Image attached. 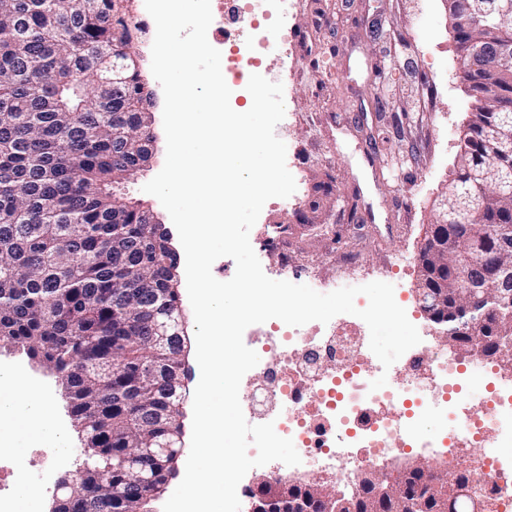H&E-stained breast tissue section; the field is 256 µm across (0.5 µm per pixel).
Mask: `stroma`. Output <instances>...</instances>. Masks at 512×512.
<instances>
[{"instance_id": "stroma-1", "label": "stroma", "mask_w": 512, "mask_h": 512, "mask_svg": "<svg viewBox=\"0 0 512 512\" xmlns=\"http://www.w3.org/2000/svg\"><path fill=\"white\" fill-rule=\"evenodd\" d=\"M291 2L281 24L240 25L247 46L284 26L295 35L289 50H265L258 72L283 85L286 112L275 133L297 188L265 203L250 243L265 274L284 263L319 281L325 293L387 282L423 317L417 257L474 109L460 78L448 0ZM154 113L155 155L126 191L167 225L168 212L143 190L165 162L162 107ZM269 224L287 225V235L265 241L261 229ZM0 363L35 382L69 433L61 452L49 438L1 424L0 439L10 447L0 460L36 469L52 464L59 479L81 468L83 438L57 374L3 343Z\"/></svg>"}]
</instances>
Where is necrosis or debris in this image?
Returning <instances> with one entry per match:
<instances>
[{
	"instance_id": "necrosis-or-debris-1",
	"label": "necrosis or debris",
	"mask_w": 512,
	"mask_h": 512,
	"mask_svg": "<svg viewBox=\"0 0 512 512\" xmlns=\"http://www.w3.org/2000/svg\"><path fill=\"white\" fill-rule=\"evenodd\" d=\"M288 0H211L216 18L207 37L223 44L224 33L255 11L281 14ZM369 328L357 317L339 318L315 331L277 319L249 326L246 346L260 361L240 386L251 419L273 423L291 439L301 462L274 461L270 475L294 479L314 474L357 486L358 473L421 448L459 457L476 448L472 486L488 497L490 512H512V381H490L485 369L450 355L430 339L383 368L369 348ZM386 376V386L370 383ZM453 419L434 430L433 417Z\"/></svg>"
}]
</instances>
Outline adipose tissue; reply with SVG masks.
Listing matches in <instances>:
<instances>
[{"label": "adipose tissue", "instance_id": "ef3b65f1", "mask_svg": "<svg viewBox=\"0 0 512 512\" xmlns=\"http://www.w3.org/2000/svg\"><path fill=\"white\" fill-rule=\"evenodd\" d=\"M0 418L11 422L22 433H46L57 447L69 444L67 433L57 424L54 407L25 378L5 366L0 367Z\"/></svg>", "mask_w": 512, "mask_h": 512}]
</instances>
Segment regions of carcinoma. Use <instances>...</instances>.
I'll return each mask as SVG.
<instances>
[{
    "mask_svg": "<svg viewBox=\"0 0 512 512\" xmlns=\"http://www.w3.org/2000/svg\"><path fill=\"white\" fill-rule=\"evenodd\" d=\"M131 0H0V336L41 359L61 378L85 434L86 467L62 481L54 512H144L129 487L140 477L165 485L183 452L184 335L164 345L146 339L138 310L172 322L180 296L177 255L168 229L146 223L145 206L119 192L149 159L156 136L138 109L147 99L127 50L140 28ZM499 0H448L463 11L498 14L512 39V13ZM463 79L477 102L459 145L438 223L454 219L463 195L477 201L472 220L453 225L483 250L487 228L512 229L508 196L512 152L501 131L512 123V60L474 70L479 33L454 28ZM125 65L112 82V64ZM484 348L497 350L512 330V309L490 314ZM456 355L471 337L449 336ZM469 479L439 478L434 465L395 469L345 497L305 480L281 496L264 486L268 512H475Z\"/></svg>",
    "mask_w": 512,
    "mask_h": 512,
    "instance_id": "cac0c4a2",
    "label": "carcinoma"
}]
</instances>
